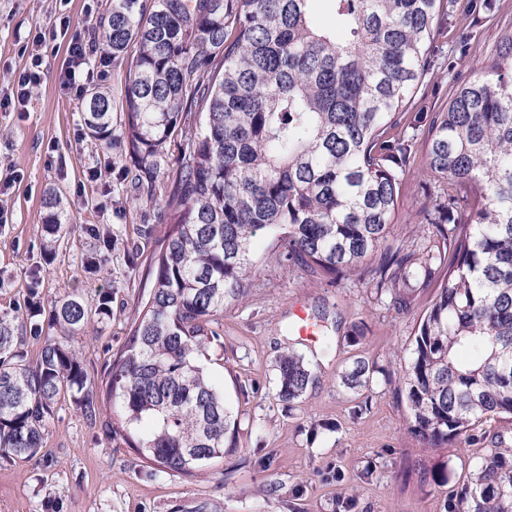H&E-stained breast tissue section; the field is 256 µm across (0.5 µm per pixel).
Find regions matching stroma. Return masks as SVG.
<instances>
[{"instance_id":"obj_1","label":"stroma","mask_w":512,"mask_h":512,"mask_svg":"<svg viewBox=\"0 0 512 512\" xmlns=\"http://www.w3.org/2000/svg\"><path fill=\"white\" fill-rule=\"evenodd\" d=\"M451 24L443 40L451 52L463 33H474L468 57L454 72L432 69L427 85L439 88L426 108L445 103L454 85L479 77L480 63L504 27L512 25V0H490L476 11L471 0H446ZM85 0H0V90L9 75L27 70L21 47L37 29L54 28L68 16L65 33L39 48L40 82L26 110L0 109V313H13L38 283L44 306L80 295L96 307L112 293V314L91 320L70 344L97 390L129 336L148 287L147 271L168 227L164 205L183 139L167 147L155 198L136 179L134 163L120 148L104 150L85 135L81 104L62 85L73 37L92 45L112 9L97 0L86 16ZM99 179H90V172ZM441 179L425 172L417 152L403 176L398 208L387 236L390 248L428 243L424 214L442 193ZM60 192L72 228L53 252H45L42 198ZM112 235L101 270L86 260L99 249L97 232ZM371 261L359 274L338 281L293 263L258 267L243 300L225 306L220 338L213 345V376L237 420V445L194 476L172 475L112 438L111 413L88 415L62 398L37 457L0 463V512H444L449 493L467 482L476 447H423L408 428V412L396 387L412 337L432 304L436 288H413L410 308H394L388 293L370 282ZM326 314L335 346L321 351L295 330L296 309ZM311 363L312 378L296 401L276 393V360L287 349ZM372 373L355 390L341 383L354 359Z\"/></svg>"}]
</instances>
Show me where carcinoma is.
<instances>
[{
  "label": "carcinoma",
  "mask_w": 512,
  "mask_h": 512,
  "mask_svg": "<svg viewBox=\"0 0 512 512\" xmlns=\"http://www.w3.org/2000/svg\"><path fill=\"white\" fill-rule=\"evenodd\" d=\"M313 0H112L95 43L126 69L122 142L153 195L167 146L186 142L165 202L169 224L149 270L152 287L128 342L109 367L111 433L167 472L193 475L237 447V426L208 371L218 315L245 296L257 267L253 243L277 239L266 255L354 273L367 257L374 287L409 309L407 289L437 284L402 376L409 427L425 446L489 444L470 482L445 512H512V447L504 434L475 430L512 417V26L485 58L492 78L460 84L448 103L395 115L435 66L447 29L444 0H326L333 23L316 22ZM116 101L86 91L87 135L112 146ZM197 113L199 122L187 123ZM427 129L426 171L446 190L427 211L432 245L384 246L403 175ZM45 249L69 231L64 200L46 194ZM98 268L112 251L99 238ZM39 291L0 315V460L32 458L57 398L89 413L100 398L78 352L43 336ZM110 294L92 311L75 294L54 302L51 324L73 334L92 313H111ZM44 339L26 360V337ZM278 396L291 403L312 376L304 356L276 361ZM363 360L341 376L366 383Z\"/></svg>",
  "instance_id": "obj_1"
}]
</instances>
